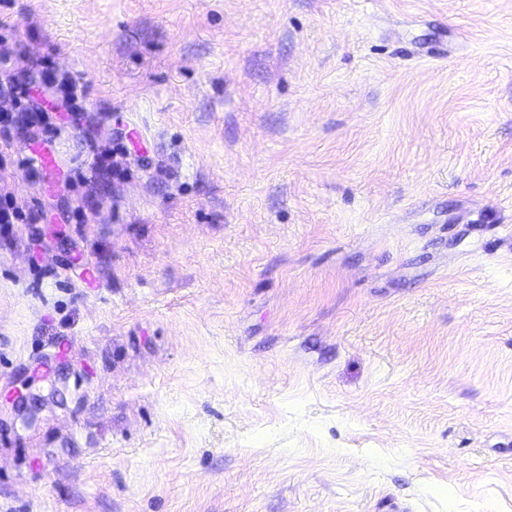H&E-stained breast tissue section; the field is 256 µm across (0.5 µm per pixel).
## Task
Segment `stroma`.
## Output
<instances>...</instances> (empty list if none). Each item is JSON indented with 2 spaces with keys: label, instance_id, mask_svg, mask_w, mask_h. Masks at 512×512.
I'll return each mask as SVG.
<instances>
[{
  "label": "stroma",
  "instance_id": "35a3bbf8",
  "mask_svg": "<svg viewBox=\"0 0 512 512\" xmlns=\"http://www.w3.org/2000/svg\"><path fill=\"white\" fill-rule=\"evenodd\" d=\"M4 60L0 512H512V0H0Z\"/></svg>",
  "mask_w": 512,
  "mask_h": 512
}]
</instances>
